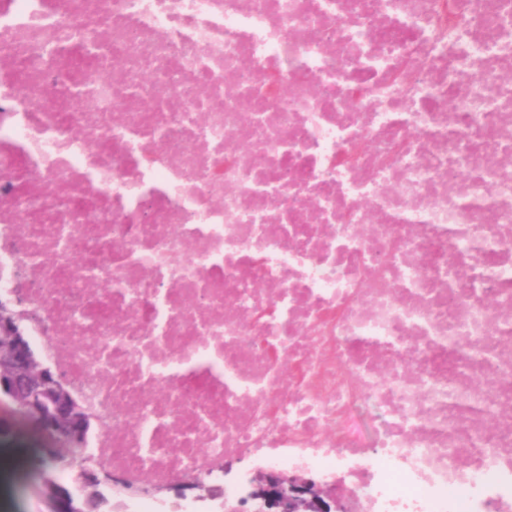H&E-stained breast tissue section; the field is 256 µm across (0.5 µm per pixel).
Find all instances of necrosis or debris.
Here are the masks:
<instances>
[{
    "label": "necrosis or debris",
    "instance_id": "necrosis-or-debris-1",
    "mask_svg": "<svg viewBox=\"0 0 512 512\" xmlns=\"http://www.w3.org/2000/svg\"><path fill=\"white\" fill-rule=\"evenodd\" d=\"M512 0H0V297L128 487L512 512ZM285 472L266 471L251 479L245 501L253 503L254 512L347 511L343 498L319 484L317 475L297 473L307 477L302 478Z\"/></svg>",
    "mask_w": 512,
    "mask_h": 512
}]
</instances>
